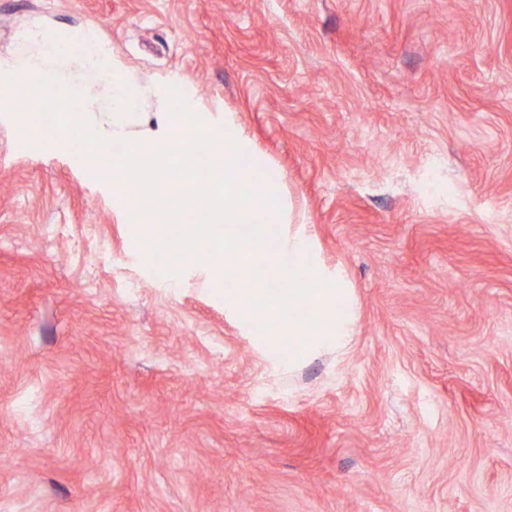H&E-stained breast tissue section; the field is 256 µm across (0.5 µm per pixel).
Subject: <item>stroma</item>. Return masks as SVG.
Masks as SVG:
<instances>
[{"mask_svg":"<svg viewBox=\"0 0 512 512\" xmlns=\"http://www.w3.org/2000/svg\"><path fill=\"white\" fill-rule=\"evenodd\" d=\"M29 30L234 112L359 319L272 367L0 112V512H512V0H0L1 61Z\"/></svg>","mask_w":512,"mask_h":512,"instance_id":"stroma-1","label":"stroma"}]
</instances>
